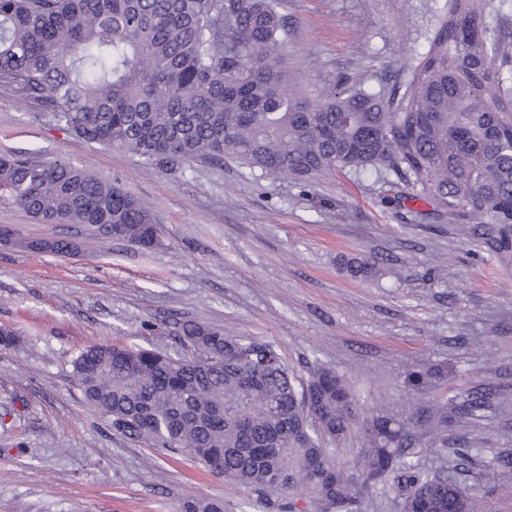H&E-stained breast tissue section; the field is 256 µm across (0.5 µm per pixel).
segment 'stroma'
Here are the masks:
<instances>
[{"label":"stroma","instance_id":"35a3bbf8","mask_svg":"<svg viewBox=\"0 0 512 512\" xmlns=\"http://www.w3.org/2000/svg\"><path fill=\"white\" fill-rule=\"evenodd\" d=\"M448 0H282L292 24L289 66L311 95L352 75L387 89L395 57L422 53ZM85 166L149 203L158 243L144 251L83 224H42L0 204V512H183L219 498L225 512H279L200 468L115 432L88 405L72 362L94 343L136 339L181 351L177 321L271 341L307 375L322 363L343 375L359 406L343 460L362 446L378 403L409 412L408 368L445 366L443 400L490 385L478 417H457L452 440L473 460L464 480L489 490V512H512V260L489 254L468 224L426 218L395 177L328 171L299 182L249 169L232 157L184 169L146 167L130 154L61 131L19 95L0 91V153ZM65 239L70 254L31 249ZM370 257L382 271L364 281L341 261Z\"/></svg>","mask_w":512,"mask_h":512}]
</instances>
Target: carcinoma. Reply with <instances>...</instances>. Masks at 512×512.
<instances>
[{"instance_id":"obj_1","label":"carcinoma","mask_w":512,"mask_h":512,"mask_svg":"<svg viewBox=\"0 0 512 512\" xmlns=\"http://www.w3.org/2000/svg\"><path fill=\"white\" fill-rule=\"evenodd\" d=\"M506 0H450L427 49L396 61L399 79L369 91L351 78L310 96L288 73V19L278 0H0V90L15 93L89 143L120 148L146 166L224 163L305 182L336 168L385 171L448 216L473 225L492 255L512 256V36L487 22ZM0 199L41 223L86 224L147 250L153 210L83 166L0 156ZM65 255V239L38 241ZM357 278L376 264L351 258ZM178 335L196 356L134 340L93 345L74 360L86 401L112 428L160 452L187 456L262 501L269 490L308 491L320 512H357L386 488L397 512H486L463 486L467 444L450 445L448 409L468 417L490 392L418 401L402 418L373 410L363 448L327 458L356 416L344 377L316 364L308 378L270 342L226 336L194 320ZM448 372L407 370L419 394ZM440 442L449 467L427 466L416 439ZM184 512H224L197 499Z\"/></svg>"}]
</instances>
